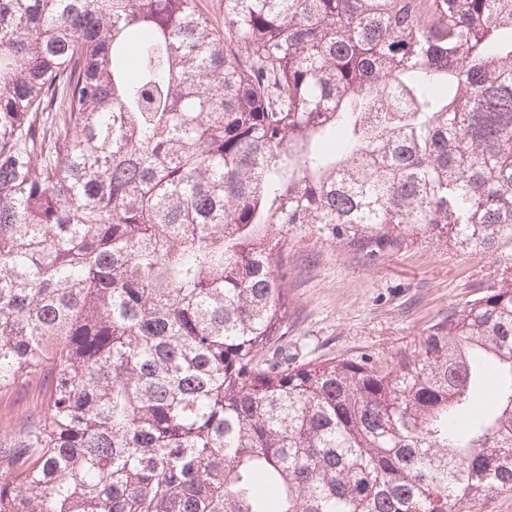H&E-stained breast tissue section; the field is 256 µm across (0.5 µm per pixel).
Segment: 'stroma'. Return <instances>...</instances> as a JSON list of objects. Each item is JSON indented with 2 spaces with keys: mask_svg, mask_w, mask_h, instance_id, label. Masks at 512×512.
Returning <instances> with one entry per match:
<instances>
[{
  "mask_svg": "<svg viewBox=\"0 0 512 512\" xmlns=\"http://www.w3.org/2000/svg\"><path fill=\"white\" fill-rule=\"evenodd\" d=\"M500 273L485 254L464 255L420 235L374 260L336 239L288 245V321L278 342L290 364L363 354L384 359L418 345L449 308Z\"/></svg>",
  "mask_w": 512,
  "mask_h": 512,
  "instance_id": "1",
  "label": "stroma"
}]
</instances>
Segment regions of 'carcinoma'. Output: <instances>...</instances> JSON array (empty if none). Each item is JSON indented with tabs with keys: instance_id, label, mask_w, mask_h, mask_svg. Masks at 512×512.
<instances>
[{
	"instance_id": "obj_1",
	"label": "carcinoma",
	"mask_w": 512,
	"mask_h": 512,
	"mask_svg": "<svg viewBox=\"0 0 512 512\" xmlns=\"http://www.w3.org/2000/svg\"><path fill=\"white\" fill-rule=\"evenodd\" d=\"M67 112L35 167L37 112ZM498 279L268 360L288 236ZM0 512H465L512 491V0H0ZM492 387L496 406L475 411ZM37 399L30 387L23 389L21 386H11L0 390V425H9L18 413Z\"/></svg>"
}]
</instances>
